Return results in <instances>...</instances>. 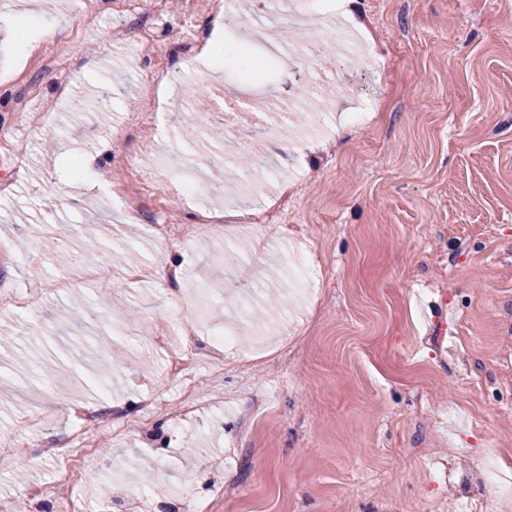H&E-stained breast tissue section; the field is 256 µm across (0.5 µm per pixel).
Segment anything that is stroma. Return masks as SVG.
Returning a JSON list of instances; mask_svg holds the SVG:
<instances>
[{"label": "stroma", "mask_w": 512, "mask_h": 512, "mask_svg": "<svg viewBox=\"0 0 512 512\" xmlns=\"http://www.w3.org/2000/svg\"><path fill=\"white\" fill-rule=\"evenodd\" d=\"M18 2L0 0V146L29 143L0 191V295L14 302L0 336L16 341L0 348V454L17 460L0 499L34 512L66 476L11 435L66 440L86 409L79 491L109 496L104 512H125L130 492L140 512L192 499L210 512H512V490L475 474L512 480V0H351L359 46L317 65L313 88L266 71L292 103L270 114L275 134L240 127L246 171L189 115L210 81L298 53L282 14L232 0L218 25L211 0H168L171 18L223 42L205 77L175 24L146 59L121 0H35L29 44L62 28L73 75L69 102L34 131L25 112L56 75L18 54ZM244 30L265 34L262 56L238 55L228 36ZM158 64L179 104L141 91ZM130 156L148 173L162 159L196 167L199 195H144ZM202 209L266 229L184 243ZM92 243L125 257L85 262ZM298 257L314 267L302 284ZM190 283L213 298L208 323L181 299ZM227 318L237 340L218 356L210 326ZM174 347L205 379L191 393Z\"/></svg>", "instance_id": "35a3bbf8"}]
</instances>
